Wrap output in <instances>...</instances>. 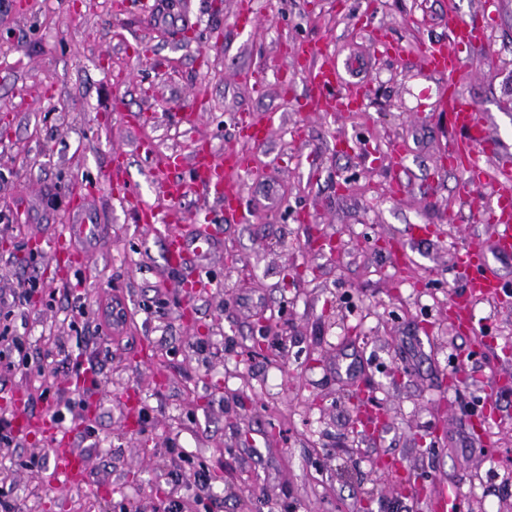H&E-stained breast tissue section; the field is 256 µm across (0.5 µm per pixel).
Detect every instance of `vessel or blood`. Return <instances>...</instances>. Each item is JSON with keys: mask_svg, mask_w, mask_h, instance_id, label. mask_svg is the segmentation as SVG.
<instances>
[{"mask_svg": "<svg viewBox=\"0 0 512 512\" xmlns=\"http://www.w3.org/2000/svg\"><path fill=\"white\" fill-rule=\"evenodd\" d=\"M482 31L480 22H465L456 16H449L447 43L428 45L423 54L425 62L439 74L448 75L457 67V58L451 48L452 43L475 40ZM293 54L310 62L305 76L311 88L310 101L313 106L324 112H336L341 105L359 101V90L354 84L345 81L337 64L329 56H317L311 47L304 45L294 49ZM451 114L453 124L461 138L456 150L449 157V163L465 172L469 183L482 184L486 180V173L480 165V160L482 155L491 149L489 137L469 102L454 100ZM186 164L193 170V188L218 204L227 222L245 224L250 221V213L242 206L239 195L224 177L225 170L246 172L251 168L249 157L234 146H225L224 161L220 164L214 163L212 156L205 151H194L188 157L180 154L170 155L166 171L152 175L159 199L158 204L155 205L143 204L140 198L130 190L125 179L122 158H115L108 172V180L113 187L115 200L135 210L139 223L152 226L156 236L164 241L166 258L172 264L182 260L190 242L177 235L172 224L173 213L170 205L182 198L188 188L183 182L171 180L168 172ZM488 212L487 220L494 223L497 228L502 252L511 254L512 185L498 184L495 201ZM468 255L471 295L486 297L499 294V277L489 266L480 244L472 243L468 249ZM14 426L21 433L30 432L35 428L45 434L53 457L54 473L62 477L64 483L83 480L89 461L87 456L76 448L73 430L58 426L49 417L33 422L22 415L15 418Z\"/></svg>", "mask_w": 512, "mask_h": 512, "instance_id": "b4317fda", "label": "vessel or blood"}]
</instances>
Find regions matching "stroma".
Wrapping results in <instances>:
<instances>
[{
    "instance_id": "35a3bbf8",
    "label": "stroma",
    "mask_w": 512,
    "mask_h": 512,
    "mask_svg": "<svg viewBox=\"0 0 512 512\" xmlns=\"http://www.w3.org/2000/svg\"><path fill=\"white\" fill-rule=\"evenodd\" d=\"M238 2L168 0L159 17L155 0H0V308L21 300L0 414L19 394L29 417L61 412L89 454L62 486L44 440L21 435L0 478L21 512H428L442 483L464 512H512V255L488 254L501 297L470 298L455 256L491 242L492 186L449 165L459 133L440 106L447 86L475 104L496 145L486 170L512 168V0H251L247 21ZM451 10L485 29L455 46L450 81L422 55ZM302 42L359 84V109L312 111L305 63L285 54ZM242 113L275 114L262 146L240 137ZM231 141L253 159L235 179L251 223L186 194L181 230L213 224L220 243L167 266L112 197L114 152L150 201L166 156L219 161ZM77 182L100 247L59 265ZM454 298L484 337L449 320ZM361 390L383 409L378 434L353 429ZM381 459L421 477L416 491Z\"/></svg>"
}]
</instances>
